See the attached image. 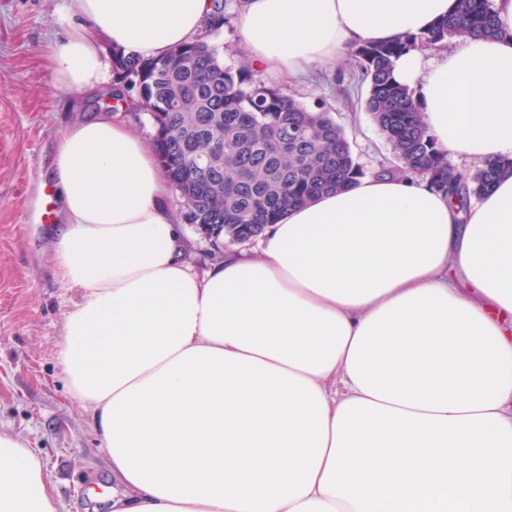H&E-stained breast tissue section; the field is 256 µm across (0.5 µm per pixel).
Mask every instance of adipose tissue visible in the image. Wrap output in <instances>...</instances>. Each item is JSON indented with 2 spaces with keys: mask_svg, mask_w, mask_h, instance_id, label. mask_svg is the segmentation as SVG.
I'll return each instance as SVG.
<instances>
[{
  "mask_svg": "<svg viewBox=\"0 0 512 512\" xmlns=\"http://www.w3.org/2000/svg\"><path fill=\"white\" fill-rule=\"evenodd\" d=\"M499 33L410 51L443 150L512 156V0ZM456 0H246L240 45L293 83L361 42L420 33ZM211 0H65L47 57L72 97L105 85L99 38L159 57ZM52 260L82 299L57 358L112 470L109 512H512V176L457 213L420 177L368 176L288 210L261 252L195 271L173 187L134 126L66 125ZM0 512H61L0 431Z\"/></svg>",
  "mask_w": 512,
  "mask_h": 512,
  "instance_id": "ef3b65f1",
  "label": "adipose tissue"
}]
</instances>
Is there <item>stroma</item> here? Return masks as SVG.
I'll list each match as a JSON object with an SVG mask.
<instances>
[{"label": "stroma", "mask_w": 512, "mask_h": 512, "mask_svg": "<svg viewBox=\"0 0 512 512\" xmlns=\"http://www.w3.org/2000/svg\"><path fill=\"white\" fill-rule=\"evenodd\" d=\"M64 0H0V430L40 456L63 512H95L87 487L112 477L88 414L70 398L57 362L65 312L80 301L52 259L60 228L49 200L60 127L95 113L58 89L46 57L62 38ZM351 66L286 86L306 104L324 101L366 174L397 166L364 109L366 85Z\"/></svg>", "instance_id": "1"}]
</instances>
